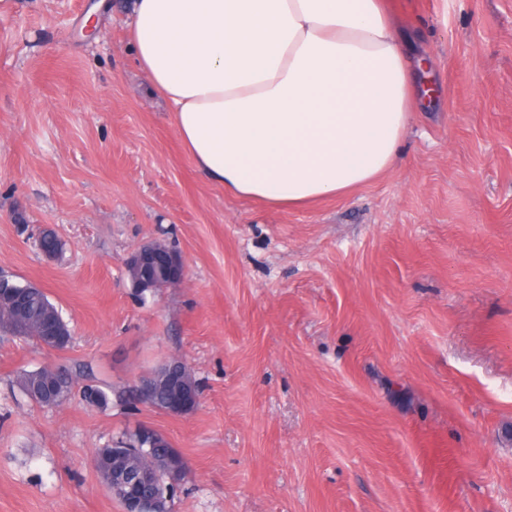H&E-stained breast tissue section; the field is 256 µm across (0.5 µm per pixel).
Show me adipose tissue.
<instances>
[{
    "label": "adipose tissue",
    "mask_w": 512,
    "mask_h": 512,
    "mask_svg": "<svg viewBox=\"0 0 512 512\" xmlns=\"http://www.w3.org/2000/svg\"><path fill=\"white\" fill-rule=\"evenodd\" d=\"M131 45L197 169L302 206L397 163L416 89L387 0H129Z\"/></svg>",
    "instance_id": "obj_1"
}]
</instances>
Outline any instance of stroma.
I'll return each instance as SVG.
<instances>
[{
    "instance_id": "obj_1",
    "label": "stroma",
    "mask_w": 512,
    "mask_h": 512,
    "mask_svg": "<svg viewBox=\"0 0 512 512\" xmlns=\"http://www.w3.org/2000/svg\"><path fill=\"white\" fill-rule=\"evenodd\" d=\"M94 2L0 0V274L73 336L0 332V512H123L92 458L145 427L186 463L173 512H512V0H390L430 61L402 155L303 208L202 176L127 0L91 35ZM150 242L185 278L141 294L126 262ZM174 356L195 409L135 403ZM58 365L107 404L29 401L20 374Z\"/></svg>"
}]
</instances>
